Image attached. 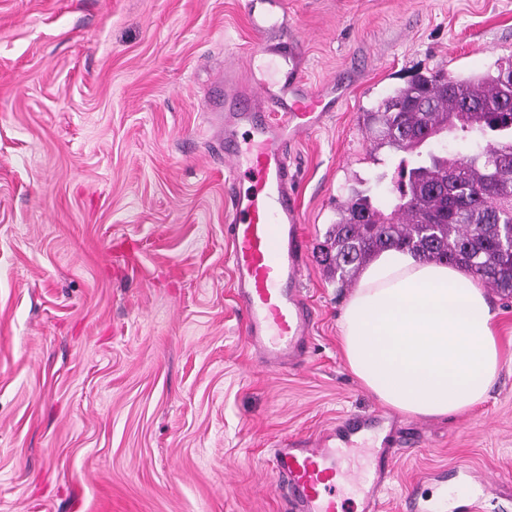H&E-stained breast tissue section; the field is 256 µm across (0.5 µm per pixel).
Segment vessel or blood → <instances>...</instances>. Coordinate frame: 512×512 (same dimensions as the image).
I'll return each instance as SVG.
<instances>
[{"instance_id": "vessel-or-blood-1", "label": "vessel or blood", "mask_w": 512, "mask_h": 512, "mask_svg": "<svg viewBox=\"0 0 512 512\" xmlns=\"http://www.w3.org/2000/svg\"><path fill=\"white\" fill-rule=\"evenodd\" d=\"M285 0H244L260 37L262 75L239 83L233 69L214 85L207 107L224 137V166L234 184L230 209L232 286L250 346L267 367L300 362L312 326L301 284L307 239L301 226L289 150L324 127L331 105L302 78V51L287 33ZM247 189H238L240 179ZM375 416L346 418L333 430L275 449L273 470L287 482L292 512H380V487L396 453L370 450L362 466L348 463L357 438L383 430Z\"/></svg>"}]
</instances>
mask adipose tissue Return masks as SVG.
Masks as SVG:
<instances>
[{"label":"adipose tissue","mask_w":512,"mask_h":512,"mask_svg":"<svg viewBox=\"0 0 512 512\" xmlns=\"http://www.w3.org/2000/svg\"><path fill=\"white\" fill-rule=\"evenodd\" d=\"M495 321L467 273L387 249L347 301L339 341L351 373L381 403L445 417L487 400L502 365Z\"/></svg>","instance_id":"1"}]
</instances>
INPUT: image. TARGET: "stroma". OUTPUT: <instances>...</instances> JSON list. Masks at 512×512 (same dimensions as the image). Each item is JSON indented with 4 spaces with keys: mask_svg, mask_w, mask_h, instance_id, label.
Returning <instances> with one entry per match:
<instances>
[{
    "mask_svg": "<svg viewBox=\"0 0 512 512\" xmlns=\"http://www.w3.org/2000/svg\"><path fill=\"white\" fill-rule=\"evenodd\" d=\"M303 78L348 91L291 153L314 316L303 363L271 371L227 262L224 162L205 108L258 40L241 0H0V512H289L280 441L380 414L400 453L381 497L409 512H512V298L478 408L402 414L350 372L353 286L320 247L351 189L391 208L412 154L374 150L364 113L428 68L512 59V0H286Z\"/></svg>",
    "mask_w": 512,
    "mask_h": 512,
    "instance_id": "obj_1",
    "label": "stroma"
}]
</instances>
